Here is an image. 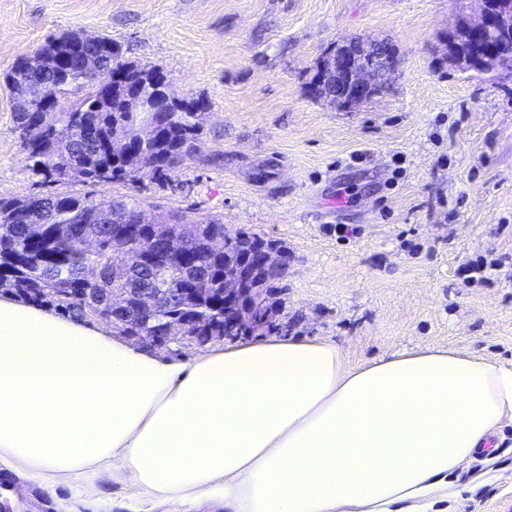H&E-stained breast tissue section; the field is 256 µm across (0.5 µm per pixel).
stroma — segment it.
<instances>
[{"label":"stroma","mask_w":512,"mask_h":512,"mask_svg":"<svg viewBox=\"0 0 512 512\" xmlns=\"http://www.w3.org/2000/svg\"><path fill=\"white\" fill-rule=\"evenodd\" d=\"M477 0H0V197L144 199L276 241L292 336L354 362L456 347L512 362V73L450 65L445 38ZM107 35L207 110L199 153L168 181L95 188L36 174L3 78L48 38ZM384 41L398 64L354 110L315 98L336 41ZM484 265L481 277L470 270ZM458 472L444 512H512V424ZM64 485L0 464V512H131V488Z\"/></svg>","instance_id":"stroma-1"}]
</instances>
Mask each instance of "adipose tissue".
Segmentation results:
<instances>
[{
  "mask_svg": "<svg viewBox=\"0 0 512 512\" xmlns=\"http://www.w3.org/2000/svg\"><path fill=\"white\" fill-rule=\"evenodd\" d=\"M512 423V362L458 348L351 363L271 336L183 360L0 295V464L225 512H433Z\"/></svg>",
  "mask_w": 512,
  "mask_h": 512,
  "instance_id": "obj_1",
  "label": "adipose tissue"
}]
</instances>
